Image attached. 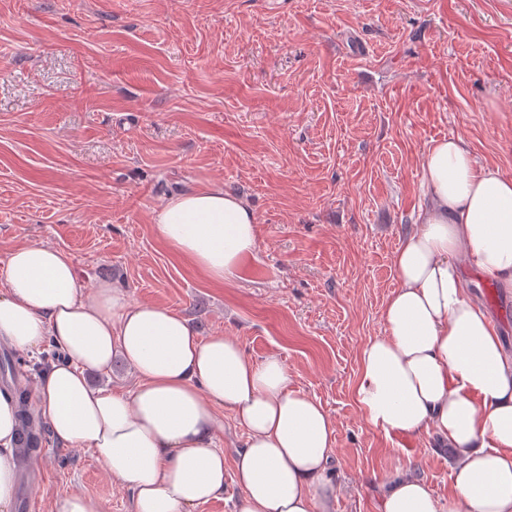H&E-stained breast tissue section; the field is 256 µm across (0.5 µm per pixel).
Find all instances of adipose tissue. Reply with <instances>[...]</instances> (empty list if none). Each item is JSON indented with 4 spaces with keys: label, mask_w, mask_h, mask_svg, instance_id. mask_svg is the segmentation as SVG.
<instances>
[{
    "label": "adipose tissue",
    "mask_w": 512,
    "mask_h": 512,
    "mask_svg": "<svg viewBox=\"0 0 512 512\" xmlns=\"http://www.w3.org/2000/svg\"><path fill=\"white\" fill-rule=\"evenodd\" d=\"M422 168L427 201L394 254L398 287L382 310L383 337L361 353L354 394L386 436L448 443L455 493L441 501L402 473L386 484L382 512H512V355L462 275L467 258L512 288V180L479 164L458 137L434 142ZM153 232L220 283L253 255L258 224L244 198L209 185L170 197ZM0 281V342L61 353L34 389L52 438L89 450L130 490L132 512H195L230 480L234 512H334V422L291 388L279 355L258 360L232 337H200L181 313L131 302L112 283L86 288L69 255L40 243L12 249ZM118 355L135 386L94 387L90 373ZM226 411L246 434L229 478ZM18 413L14 392L0 389V512H12L16 493Z\"/></svg>",
    "instance_id": "ef3b65f1"
}]
</instances>
